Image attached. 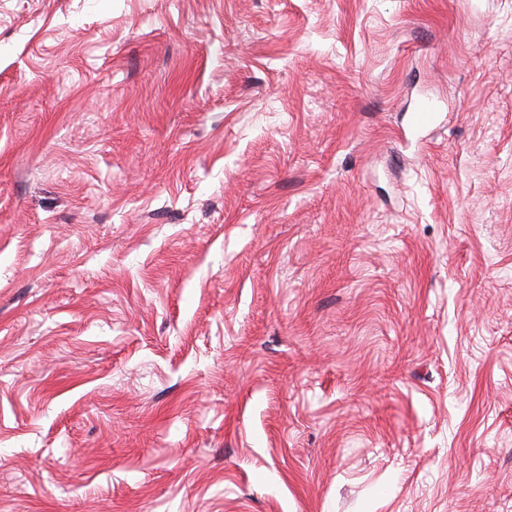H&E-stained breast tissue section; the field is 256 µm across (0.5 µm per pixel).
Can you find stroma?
Returning a JSON list of instances; mask_svg holds the SVG:
<instances>
[{"label": "stroma", "mask_w": 512, "mask_h": 512, "mask_svg": "<svg viewBox=\"0 0 512 512\" xmlns=\"http://www.w3.org/2000/svg\"><path fill=\"white\" fill-rule=\"evenodd\" d=\"M0 512H512V0H0Z\"/></svg>", "instance_id": "obj_1"}]
</instances>
